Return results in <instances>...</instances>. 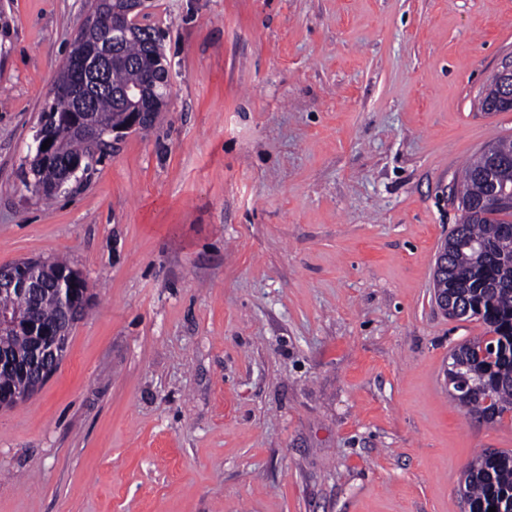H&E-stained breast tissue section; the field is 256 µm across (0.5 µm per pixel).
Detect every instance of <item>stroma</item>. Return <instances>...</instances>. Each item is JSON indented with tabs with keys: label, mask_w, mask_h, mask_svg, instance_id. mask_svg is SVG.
<instances>
[{
	"label": "stroma",
	"mask_w": 512,
	"mask_h": 512,
	"mask_svg": "<svg viewBox=\"0 0 512 512\" xmlns=\"http://www.w3.org/2000/svg\"><path fill=\"white\" fill-rule=\"evenodd\" d=\"M92 0H0V265L67 258L88 316L0 409V512H466L512 450L448 395L484 335L432 290L512 0H149L170 104L70 193L39 117ZM462 494L469 512H501L512 505V451L477 454L464 473Z\"/></svg>",
	"instance_id": "stroma-1"
}]
</instances>
